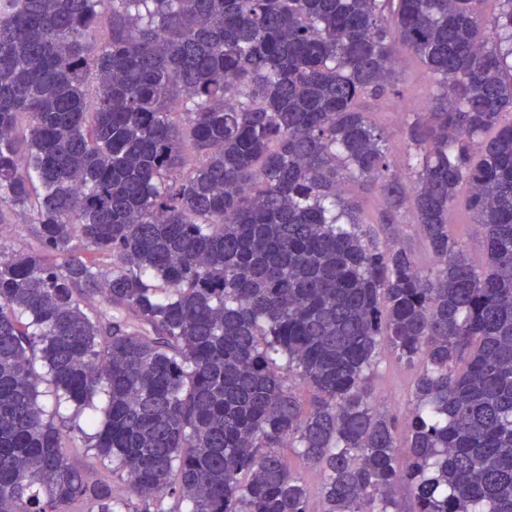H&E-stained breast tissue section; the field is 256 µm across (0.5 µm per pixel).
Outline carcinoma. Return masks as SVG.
<instances>
[{
  "instance_id": "cac0c4a2",
  "label": "carcinoma",
  "mask_w": 512,
  "mask_h": 512,
  "mask_svg": "<svg viewBox=\"0 0 512 512\" xmlns=\"http://www.w3.org/2000/svg\"><path fill=\"white\" fill-rule=\"evenodd\" d=\"M483 2L0 0V224L38 240L0 248V512H512V0ZM399 47L434 88L403 178L359 107ZM350 181L382 224L412 206L434 269L366 239ZM381 336L424 356L403 452ZM466 192L465 188H461L458 203L449 216L450 231L456 238L465 242L472 262L475 265H481L484 261L482 239L479 236L478 227L473 224L472 217L466 208ZM29 216H14L7 224H0V243L6 249H28L35 245L34 224ZM70 435L73 437L70 441L71 448H69L70 460L76 465L82 467H90L101 470L98 461L92 455V451H87L85 442L80 437V434L70 433ZM280 451L281 454L285 456L291 470L298 473L304 479L311 491L313 506L317 507L316 496L323 479L322 472L318 468L307 465L305 461L295 453L293 448H281Z\"/></svg>"
}]
</instances>
